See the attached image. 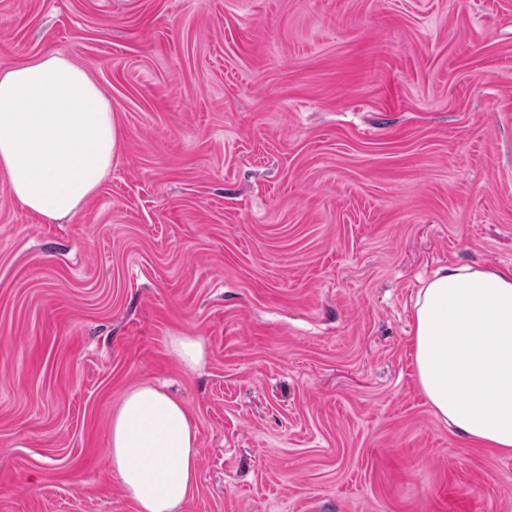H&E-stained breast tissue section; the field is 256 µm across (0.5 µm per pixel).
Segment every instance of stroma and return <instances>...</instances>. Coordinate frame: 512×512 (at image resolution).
Masks as SVG:
<instances>
[{"mask_svg":"<svg viewBox=\"0 0 512 512\" xmlns=\"http://www.w3.org/2000/svg\"><path fill=\"white\" fill-rule=\"evenodd\" d=\"M48 51L121 142L56 222L0 180V512H134L145 383L198 426L183 512H512L410 336L419 278L512 269V0H0V70ZM170 348L185 371L193 372L197 370L204 360L203 343L191 336L172 337Z\"/></svg>","mask_w":512,"mask_h":512,"instance_id":"stroma-1","label":"stroma"}]
</instances>
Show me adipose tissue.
Returning <instances> with one entry per match:
<instances>
[{
  "mask_svg": "<svg viewBox=\"0 0 512 512\" xmlns=\"http://www.w3.org/2000/svg\"><path fill=\"white\" fill-rule=\"evenodd\" d=\"M118 127L88 71L49 52L0 72V178L48 221L73 214L112 168ZM417 381L472 444L512 454V270L444 264L418 284ZM198 429L186 404L149 384L113 412L109 461L135 512H182L197 490Z\"/></svg>",
  "mask_w": 512,
  "mask_h": 512,
  "instance_id": "adipose-tissue-1",
  "label": "adipose tissue"
}]
</instances>
